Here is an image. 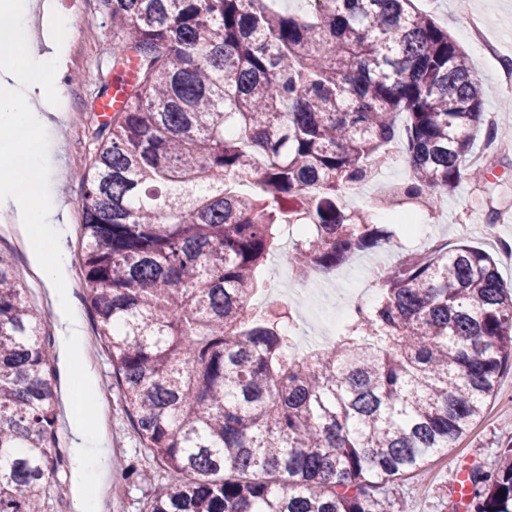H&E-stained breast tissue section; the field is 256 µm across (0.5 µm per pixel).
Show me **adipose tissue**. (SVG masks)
Here are the masks:
<instances>
[{
  "label": "adipose tissue",
  "mask_w": 512,
  "mask_h": 512,
  "mask_svg": "<svg viewBox=\"0 0 512 512\" xmlns=\"http://www.w3.org/2000/svg\"><path fill=\"white\" fill-rule=\"evenodd\" d=\"M34 0H0V213L21 224L42 264L48 288L59 289L69 265L56 202L58 149L52 130L61 119L67 85L60 63L68 42V19L43 10L41 44L26 37ZM72 485L79 512H98L96 490L108 474L107 450L82 414L71 421Z\"/></svg>",
  "instance_id": "adipose-tissue-1"
}]
</instances>
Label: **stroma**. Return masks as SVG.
<instances>
[{
	"mask_svg": "<svg viewBox=\"0 0 512 512\" xmlns=\"http://www.w3.org/2000/svg\"><path fill=\"white\" fill-rule=\"evenodd\" d=\"M464 49L475 74L489 86L491 95L486 112L500 116L499 130L512 134V85L502 80L504 60L512 59V0H416ZM481 16L484 35L494 45L487 53L468 35L472 16ZM112 62V29L106 24L99 5L91 7V30L82 48H69L63 71L68 74V96L65 116L58 131L62 171V212L67 231V247L71 255L63 286L75 299L84 295L77 256L80 228L76 221L83 187L79 176L84 172L97 145L96 130L100 119L91 110L92 102L109 78ZM487 178L483 183L463 181L448 196L438 212L421 210L424 232H398L390 247L363 253L336 270L322 273L324 288L334 290V301L316 293L298 294L300 321L292 329L302 346L327 345L322 328L329 308H336L337 325H344L352 306L351 298L363 290L377 288L378 270L394 264L399 257L426 250L435 239L449 246L462 243L479 247L499 257V273L505 283L512 284V257L502 254L503 244L512 243V149L488 153L484 162ZM410 173L400 143H393L386 165L350 195L346 203L354 210L371 212L376 223L394 224V217L380 207V200ZM496 210L498 220L488 224V210ZM16 226L0 221V251L14 257L16 271L24 280L27 298L38 309L49 333V352L57 359V436L62 454H69L73 437L69 419L75 407L74 384L61 360L59 315L60 301L45 285L39 269L33 264L25 243L19 242ZM82 345L78 362L96 380V392L89 415L96 428L108 441L111 473L98 490L99 512H145L156 481L136 478L137 469L148 459L141 441L127 417L113 378L112 359L95 336V315L88 305L80 307ZM512 446V370L500 378L498 390L484 412L467 434L458 439L446 455L434 457L426 466L402 480L396 501L406 512H457L455 478L451 460L467 459L471 466L494 470L505 450Z\"/></svg>",
	"mask_w": 512,
	"mask_h": 512,
	"instance_id": "1",
	"label": "stroma"
}]
</instances>
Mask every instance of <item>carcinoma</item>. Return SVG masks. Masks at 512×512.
<instances>
[{"label": "carcinoma", "mask_w": 512, "mask_h": 512, "mask_svg": "<svg viewBox=\"0 0 512 512\" xmlns=\"http://www.w3.org/2000/svg\"><path fill=\"white\" fill-rule=\"evenodd\" d=\"M128 105L82 175L85 301L143 447L173 479L149 512H390L512 369V288L470 245L399 259L336 344L298 355L251 311L268 256L301 279L391 244L345 203L404 130L396 198L434 207L492 143L490 94L413 0H98ZM247 173L251 180L242 182ZM306 231L287 248L282 229ZM54 359L0 252V512L57 487ZM512 512V448L471 470Z\"/></svg>", "instance_id": "cac0c4a2"}]
</instances>
